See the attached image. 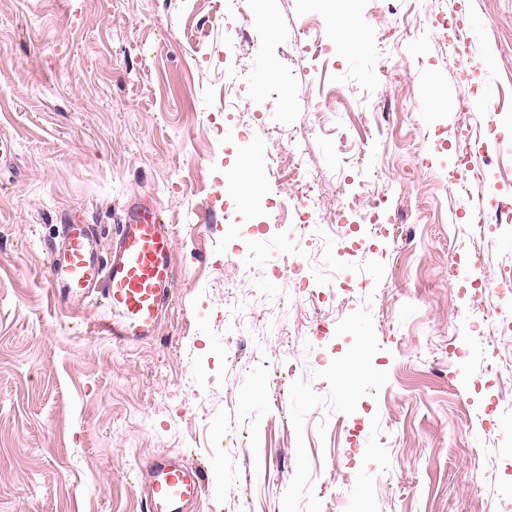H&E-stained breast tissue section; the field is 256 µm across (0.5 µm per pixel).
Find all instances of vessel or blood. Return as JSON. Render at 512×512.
<instances>
[{"instance_id":"b4317fda","label":"vessel or blood","mask_w":512,"mask_h":512,"mask_svg":"<svg viewBox=\"0 0 512 512\" xmlns=\"http://www.w3.org/2000/svg\"><path fill=\"white\" fill-rule=\"evenodd\" d=\"M173 231L153 199L140 197L111 237L97 225L71 221L51 247L48 284L56 302L73 309L102 301L98 332L129 347L153 339L172 307L176 272ZM142 512H189L205 489V471L181 452H161L136 471Z\"/></svg>"}]
</instances>
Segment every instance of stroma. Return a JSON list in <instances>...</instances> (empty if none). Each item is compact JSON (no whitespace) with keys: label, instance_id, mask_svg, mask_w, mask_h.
Wrapping results in <instances>:
<instances>
[{"label":"stroma","instance_id":"35a3bbf8","mask_svg":"<svg viewBox=\"0 0 512 512\" xmlns=\"http://www.w3.org/2000/svg\"><path fill=\"white\" fill-rule=\"evenodd\" d=\"M477 24L466 68L435 32ZM0 0V512H141L138 466L185 452L207 471L194 512H512V338L489 309L512 231L488 240L450 209L465 187L486 222L512 203V0ZM387 22H374L377 12ZM315 24L328 64L300 53ZM237 95L211 126L210 96ZM497 98L488 153L456 162L460 104ZM336 97L317 116L318 93ZM303 135L325 211L377 181L392 192L366 250L336 224L306 265L359 289L298 298L287 225L224 220L283 200L267 167ZM433 145V167L412 157ZM153 197L179 281L154 340L113 345L101 306L67 310L48 249L74 212L112 232ZM459 265L449 272V254ZM333 326L316 335L319 323Z\"/></svg>","mask_w":512,"mask_h":512}]
</instances>
